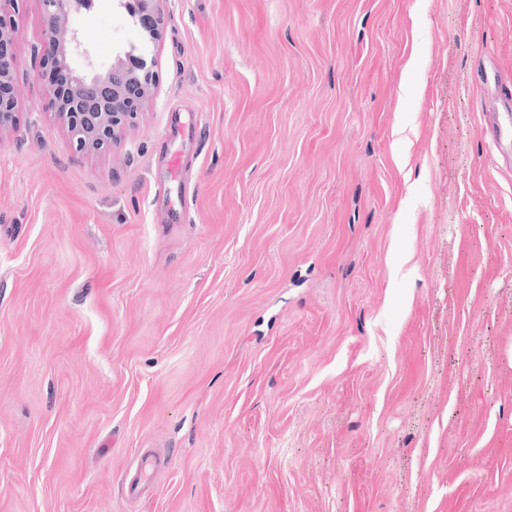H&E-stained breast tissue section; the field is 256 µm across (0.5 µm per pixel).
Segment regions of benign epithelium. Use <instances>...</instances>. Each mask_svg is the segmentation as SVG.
Returning <instances> with one entry per match:
<instances>
[{"label":"benign epithelium","instance_id":"benign-epithelium-1","mask_svg":"<svg viewBox=\"0 0 512 512\" xmlns=\"http://www.w3.org/2000/svg\"><path fill=\"white\" fill-rule=\"evenodd\" d=\"M47 25L48 48L41 57L42 71H63L67 89L52 91L55 116L66 129L75 151L94 154L120 139L136 123L157 90L155 58L146 45L159 41L164 0H115L139 27L143 48H131L107 67L89 58L87 38L73 25L74 17L90 0H38ZM19 0H0V132L15 117L14 14ZM84 59V67L77 66Z\"/></svg>","mask_w":512,"mask_h":512}]
</instances>
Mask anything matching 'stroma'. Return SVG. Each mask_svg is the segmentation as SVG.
<instances>
[{
    "mask_svg": "<svg viewBox=\"0 0 512 512\" xmlns=\"http://www.w3.org/2000/svg\"><path fill=\"white\" fill-rule=\"evenodd\" d=\"M162 8L154 99L81 156L19 3L0 512H512V0Z\"/></svg>",
    "mask_w": 512,
    "mask_h": 512,
    "instance_id": "stroma-1",
    "label": "stroma"
}]
</instances>
